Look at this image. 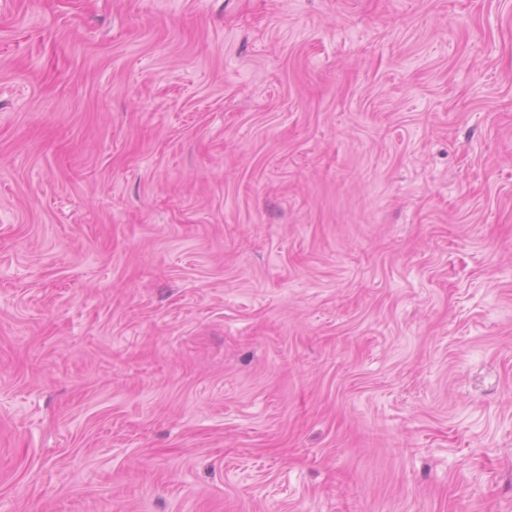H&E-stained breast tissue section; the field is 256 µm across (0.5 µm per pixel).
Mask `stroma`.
<instances>
[{"instance_id":"35a3bbf8","label":"stroma","mask_w":512,"mask_h":512,"mask_svg":"<svg viewBox=\"0 0 512 512\" xmlns=\"http://www.w3.org/2000/svg\"><path fill=\"white\" fill-rule=\"evenodd\" d=\"M0 512H512V0H0Z\"/></svg>"}]
</instances>
